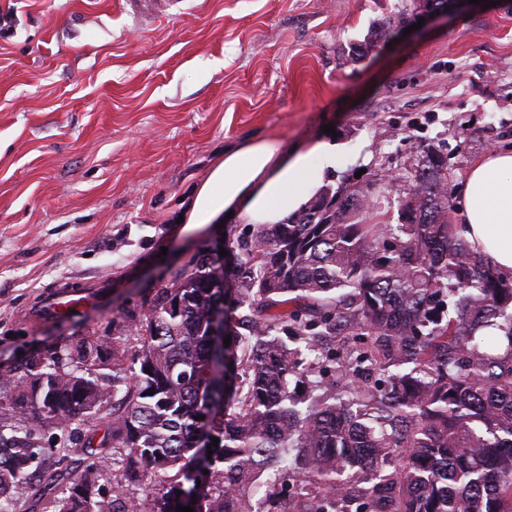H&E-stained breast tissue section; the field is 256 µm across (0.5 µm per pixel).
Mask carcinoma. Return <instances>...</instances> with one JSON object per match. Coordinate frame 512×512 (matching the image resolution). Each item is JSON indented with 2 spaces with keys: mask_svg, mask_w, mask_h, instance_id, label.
I'll use <instances>...</instances> for the list:
<instances>
[{
  "mask_svg": "<svg viewBox=\"0 0 512 512\" xmlns=\"http://www.w3.org/2000/svg\"><path fill=\"white\" fill-rule=\"evenodd\" d=\"M397 179L411 182L397 224L357 220L390 194L385 180L326 185L286 222L227 239L235 287L206 254L129 336L64 341L0 373L39 416L0 426V492L29 512H253L259 473L291 464L309 484L296 512H333L332 493L369 498L370 512H512V280L453 234L446 157L427 150ZM341 335L354 344L339 367L360 377L321 393L309 357ZM91 419L106 430L97 445ZM116 452L145 484L125 508L122 490L99 494Z\"/></svg>",
  "mask_w": 512,
  "mask_h": 512,
  "instance_id": "obj_1",
  "label": "carcinoma"
}]
</instances>
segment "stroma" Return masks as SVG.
<instances>
[{
  "label": "stroma",
  "instance_id": "obj_1",
  "mask_svg": "<svg viewBox=\"0 0 512 512\" xmlns=\"http://www.w3.org/2000/svg\"><path fill=\"white\" fill-rule=\"evenodd\" d=\"M412 0H0V372L66 337L110 336L172 273L248 235L185 229L195 188L226 150L325 140L332 185L448 155L452 198L472 161L512 146V12L449 6L368 46ZM104 283L61 316L60 288Z\"/></svg>",
  "mask_w": 512,
  "mask_h": 512
}]
</instances>
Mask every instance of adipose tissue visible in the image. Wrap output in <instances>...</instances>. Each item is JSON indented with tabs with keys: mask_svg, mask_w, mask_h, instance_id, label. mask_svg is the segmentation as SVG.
Returning <instances> with one entry per match:
<instances>
[{
	"mask_svg": "<svg viewBox=\"0 0 512 512\" xmlns=\"http://www.w3.org/2000/svg\"><path fill=\"white\" fill-rule=\"evenodd\" d=\"M328 143L290 149L279 141H253L226 151L196 188L183 213L187 224H209L225 213L252 224H277L298 212L338 168ZM453 226L475 253L512 279V148L476 159L467 171Z\"/></svg>",
	"mask_w": 512,
	"mask_h": 512,
	"instance_id": "ef3b65f1",
	"label": "adipose tissue"
}]
</instances>
